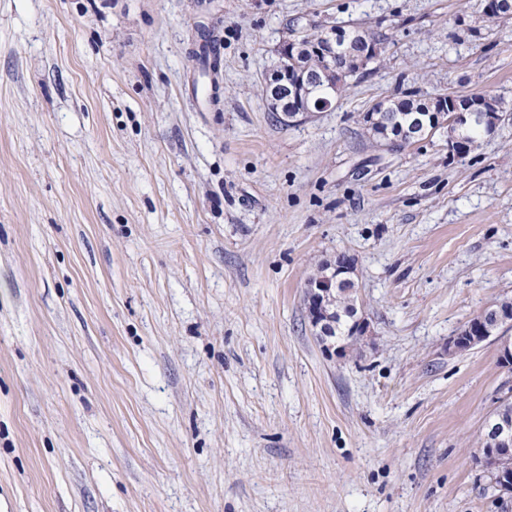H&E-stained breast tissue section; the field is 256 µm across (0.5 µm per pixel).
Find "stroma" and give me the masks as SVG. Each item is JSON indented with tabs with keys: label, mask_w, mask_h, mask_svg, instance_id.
<instances>
[{
	"label": "stroma",
	"mask_w": 512,
	"mask_h": 512,
	"mask_svg": "<svg viewBox=\"0 0 512 512\" xmlns=\"http://www.w3.org/2000/svg\"><path fill=\"white\" fill-rule=\"evenodd\" d=\"M486 0H0V512H512L487 494L512 299V14ZM382 50L329 110L274 122L284 37ZM215 44V62L200 60ZM414 93L495 96L369 138ZM357 267L367 336L322 352L304 304ZM445 98L447 106L440 107V112H431L440 103V99L433 98L422 102L412 98H398L386 105V127L390 128L393 136L403 130L409 131L410 128L420 125L428 111L431 112L428 117V137L445 128L451 130L473 122L493 127L502 120L503 115L500 112H482L479 106L481 97L448 95ZM482 128L480 126H472L467 129H462L457 133V136L462 140L465 152L457 143L456 139L448 138V148L452 154H456L459 158L466 157L472 150L480 146V137L482 135ZM489 309V311H487ZM512 319V309H503L501 302L486 308L475 320V326L469 325L452 342L454 352L467 345L472 346L477 342L486 341L492 335L498 332L501 325L506 324ZM472 321V322H473Z\"/></svg>",
	"instance_id": "obj_1"
}]
</instances>
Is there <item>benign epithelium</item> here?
I'll return each instance as SVG.
<instances>
[{
	"instance_id": "1",
	"label": "benign epithelium",
	"mask_w": 512,
	"mask_h": 512,
	"mask_svg": "<svg viewBox=\"0 0 512 512\" xmlns=\"http://www.w3.org/2000/svg\"><path fill=\"white\" fill-rule=\"evenodd\" d=\"M309 40L318 46V53L324 57L326 66L324 74L329 83H343L346 72L336 71V36L321 30L309 36ZM298 40H284L275 49L276 63L271 66L265 77V91L269 94L271 112L279 124L293 125L310 118L314 113L321 112L332 105L330 100L312 102L308 97V79L300 78L295 82L288 81L292 68L297 66L293 56L294 46ZM381 50V44L374 38L368 40L358 53L356 64L362 69L375 59ZM479 97L455 96L447 97V105L439 112L429 114L428 135H433L441 129L462 127L473 122H479L487 127H493L502 120L499 112H484L481 110ZM329 274L323 277H311L305 284V300L307 313L312 327L317 330V339L321 342L326 354L344 357L348 345H337L327 336V326L331 323L330 305L332 289L336 282L353 279L355 267L345 256H337L336 260L328 263ZM512 320V309H504L497 303L483 311L476 319L475 326L465 329L452 342L455 352L467 345L485 341L498 332L501 325ZM493 417L496 423L489 427L486 440L492 441L503 453L512 452V421L505 416L503 402L495 401Z\"/></svg>"
}]
</instances>
